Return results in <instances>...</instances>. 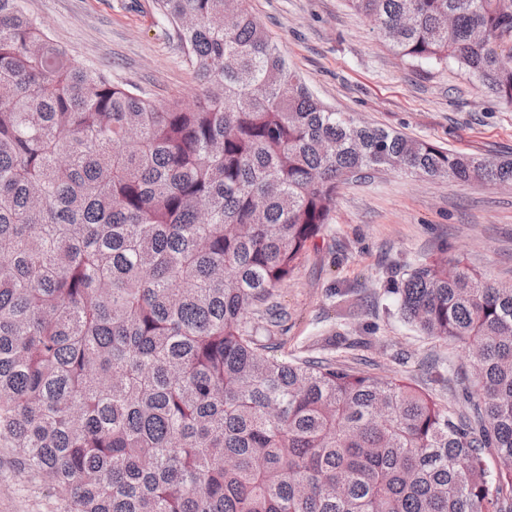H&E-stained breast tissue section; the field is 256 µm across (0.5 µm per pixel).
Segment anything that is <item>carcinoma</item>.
<instances>
[{
	"instance_id": "cac0c4a2",
	"label": "carcinoma",
	"mask_w": 512,
	"mask_h": 512,
	"mask_svg": "<svg viewBox=\"0 0 512 512\" xmlns=\"http://www.w3.org/2000/svg\"><path fill=\"white\" fill-rule=\"evenodd\" d=\"M350 2L395 54L512 106V0ZM157 4L194 107L73 62L0 0V447L63 512H512L511 285L446 255L391 283L406 323L468 350L467 411L277 358L246 318L278 322L340 183L512 185V159L331 110L243 0Z\"/></svg>"
}]
</instances>
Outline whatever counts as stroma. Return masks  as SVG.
<instances>
[{"label":"stroma","instance_id":"1","mask_svg":"<svg viewBox=\"0 0 512 512\" xmlns=\"http://www.w3.org/2000/svg\"><path fill=\"white\" fill-rule=\"evenodd\" d=\"M27 12L67 48L118 84L163 103L199 101L183 47L157 0H25ZM315 97L355 121L450 150L512 156V107L498 103L455 62L410 61L375 35L350 0H245ZM447 252L512 285V186L458 183L385 171L340 184L331 220L278 289L279 325L251 316L279 357L324 356L395 377L463 407L455 378L436 366L466 364L461 346L419 335L397 313L387 280ZM0 512H61L47 483L0 448Z\"/></svg>","mask_w":512,"mask_h":512}]
</instances>
